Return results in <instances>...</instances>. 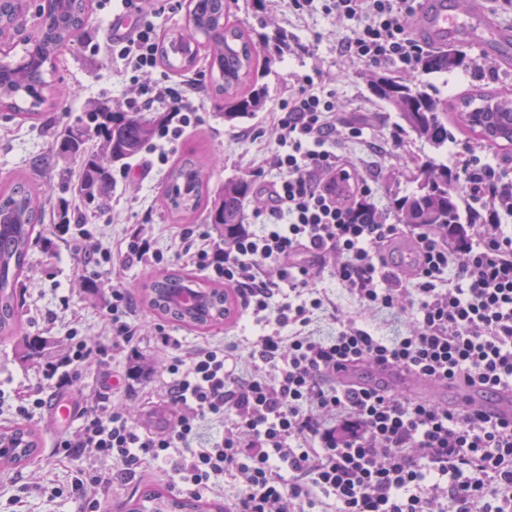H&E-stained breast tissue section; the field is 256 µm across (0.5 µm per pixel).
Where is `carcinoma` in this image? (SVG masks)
Returning a JSON list of instances; mask_svg holds the SVG:
<instances>
[{
    "label": "carcinoma",
    "instance_id": "obj_1",
    "mask_svg": "<svg viewBox=\"0 0 512 512\" xmlns=\"http://www.w3.org/2000/svg\"><path fill=\"white\" fill-rule=\"evenodd\" d=\"M26 7V0H0V31L10 29L15 15ZM87 0H44L39 5V23L26 39L25 55L15 63L0 62V106L28 119H37L52 107L44 95L50 88L46 76L58 54L74 45L86 24ZM226 0H188L185 24L162 40L160 56L171 69L188 71L204 53L215 92L224 97V121L235 124L263 110L268 90L259 83L255 63L259 54L280 56L290 50L288 37L261 35L254 41V28L226 20ZM473 64L462 50L431 52L421 61L426 75H448L466 71ZM369 87L379 100L390 105L404 126L417 138L440 149L454 138L448 128V100L439 96L428 81L373 73ZM496 101L494 122L512 144V102L498 100L481 88L466 98L462 115L479 102ZM164 112H110L106 102H95L81 120L56 141V153L81 159V179L75 192L88 206L102 208L112 193V169L137 155ZM102 140L100 150L91 151L86 142ZM420 183L415 191L393 202L395 217L402 224H436L448 230V240L468 239L459 231H470L478 223L474 211L465 207L463 189L448 162L435 157L418 161ZM251 181L234 178L224 181L215 196L197 160L184 157L166 175L161 191L162 206L178 219L206 213V223L222 232L223 243L234 237L231 231L245 220L250 202ZM40 192L27 179L0 191V339L18 332V309L23 274L33 244V230L40 221ZM231 289L207 283L182 269H167L149 275L144 300L162 317L187 326L207 328L225 322L230 315ZM40 445L38 434L26 425L0 427V466H19L35 456ZM128 512H223L221 506L199 499H181L163 487L144 492L130 501Z\"/></svg>",
    "mask_w": 512,
    "mask_h": 512
}]
</instances>
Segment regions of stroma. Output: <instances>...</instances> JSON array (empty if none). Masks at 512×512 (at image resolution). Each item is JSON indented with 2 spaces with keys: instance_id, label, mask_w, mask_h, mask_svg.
<instances>
[{
  "instance_id": "1",
  "label": "stroma",
  "mask_w": 512,
  "mask_h": 512,
  "mask_svg": "<svg viewBox=\"0 0 512 512\" xmlns=\"http://www.w3.org/2000/svg\"><path fill=\"white\" fill-rule=\"evenodd\" d=\"M119 0H109L106 9H92L83 39L63 52L55 61V79L66 90L58 111L49 113L48 125L41 126L13 118L10 112L0 111V185L15 177L25 176L46 188V207L56 209L60 200L78 205L72 188L74 160L55 161L41 166L48 157L60 133L77 123L89 102L121 100L127 90L120 75L119 63L95 51L101 36L102 21L112 20L119 13ZM231 22L256 25L265 19L266 34L284 33L294 45V52L271 64L264 79L268 87V101L264 111L246 122L228 125L222 112L224 101L212 91H202L196 104L203 115V125L183 141L180 156H194L207 164L211 188H220L230 178L248 177L252 167L263 156V149L276 137L268 115L277 111L288 80L294 74L320 75L336 94L337 119L345 125H366L369 139L388 135L398 129L395 111L377 99L369 89L370 69L351 66L336 53V37L342 31L335 16L326 14L322 0H312L307 9L294 13L287 0H230ZM474 67L467 72H456L435 83L449 106H456L460 97L476 88H484L512 96V50L494 58L495 72L483 70L486 52L471 48L467 51ZM429 143L415 135H401L397 154L382 164L373 184L372 201L385 214L393 212V198L416 190L418 171L416 160L435 155ZM164 174H150L146 179L114 187L105 210H92L86 220L103 252H111L129 230L138 229L154 238L159 247H166L172 237L173 221L161 207L159 195ZM30 276L21 296V334L0 342V427L18 423L13 406L15 397L41 380L38 359L24 355L23 339L27 336L47 338L48 354L57 355L73 324H81L88 336L101 338L104 330L102 309L110 297L105 281H91L83 270L81 259L68 244L54 241L52 247L37 244L27 258ZM142 361L151 365L144 377H130L133 363L130 353L114 351L108 362H90L74 387L57 391L46 389L44 397L53 400L70 399L82 406L98 398L127 409L131 421L138 425H154V416L168 412L169 407L160 391L164 378V355L155 351L149 341H142ZM36 430L40 438L38 453L26 464L0 469V512H12L10 501L21 498L22 512H77L78 506L67 497H55L53 487L70 486L76 471L86 461L76 458L59 463L56 444L74 436L79 420H72L64 430H57L49 409L34 411L24 420Z\"/></svg>"
}]
</instances>
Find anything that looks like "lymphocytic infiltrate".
Returning a JSON list of instances; mask_svg holds the SVG:
<instances>
[{"label": "lymphocytic infiltrate", "mask_w": 512, "mask_h": 512, "mask_svg": "<svg viewBox=\"0 0 512 512\" xmlns=\"http://www.w3.org/2000/svg\"><path fill=\"white\" fill-rule=\"evenodd\" d=\"M145 0H122L131 19L109 27L103 53L137 74L159 66L160 31ZM420 0H324L348 23L337 42L346 62L413 72L424 53L407 19ZM200 78L177 86L134 84L122 112L158 110L168 119L146 147L142 175L163 168L201 122ZM334 92L296 77L271 115L276 145L258 175L259 230L241 229L230 246L178 225L166 249L132 231L119 250L129 262L188 260L239 297L241 336L184 349L163 326L151 333L169 355L165 396L174 418L160 431L131 422L104 400L81 407V428L58 453L86 458L70 494L80 512H100L99 494L137 472L166 476L172 489L215 491L233 480L227 512H512V420L471 404L443 405L404 393L347 385L339 372L391 367L462 387H512V192L484 151L467 147L456 174L488 221L465 244L420 224H391L371 202L372 181L339 148L363 137L337 124ZM408 241V265L391 258ZM329 272L354 310L331 300ZM137 304L115 282L103 320L105 340L79 332L42 368V386L20 393L16 415L45 403L43 389L79 378L84 363L111 348H136ZM395 310L404 332L383 336L370 318ZM332 331L316 333L319 320ZM257 335H247V327Z\"/></svg>", "instance_id": "f902f5d3"}]
</instances>
